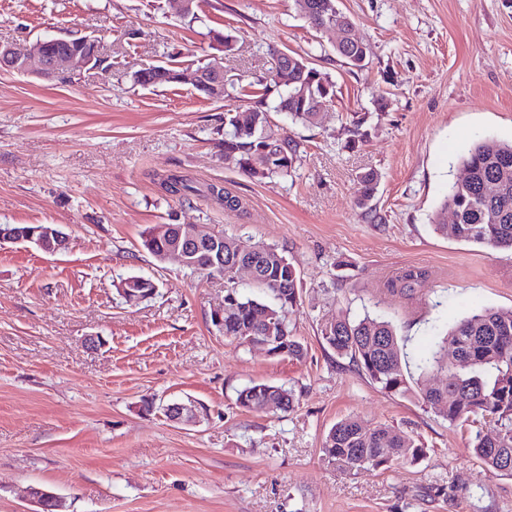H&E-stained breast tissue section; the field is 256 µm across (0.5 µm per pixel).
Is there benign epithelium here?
I'll return each instance as SVG.
<instances>
[{
    "label": "benign epithelium",
    "mask_w": 512,
    "mask_h": 512,
    "mask_svg": "<svg viewBox=\"0 0 512 512\" xmlns=\"http://www.w3.org/2000/svg\"><path fill=\"white\" fill-rule=\"evenodd\" d=\"M55 40L39 39L26 43H0V68L17 74L34 73L44 79H52L61 74L78 75L100 57V42L91 37H84L83 43L59 49L53 47ZM182 82L204 87L210 91L215 100L224 97V66L216 59L207 69H196L189 65L183 70ZM213 230L204 232L186 230L179 226L168 235L166 242L157 254L159 262L175 259L187 268L197 266L200 248L211 246L213 256L211 267H224V247L212 240ZM28 243L49 254L64 250L68 235L53 224H39L32 231L12 228L10 224L0 225V244ZM168 420L179 424H196L200 422V411L194 402H174L164 407ZM31 502L38 505V512H63V502L55 493L32 486L27 490Z\"/></svg>",
    "instance_id": "obj_1"
}]
</instances>
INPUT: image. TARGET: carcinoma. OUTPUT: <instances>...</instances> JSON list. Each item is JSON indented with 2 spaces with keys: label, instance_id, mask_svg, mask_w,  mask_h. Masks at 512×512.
<instances>
[{
  "label": "carcinoma",
  "instance_id": "obj_1",
  "mask_svg": "<svg viewBox=\"0 0 512 512\" xmlns=\"http://www.w3.org/2000/svg\"><path fill=\"white\" fill-rule=\"evenodd\" d=\"M300 10L317 30L338 27L351 34L353 50L367 53L366 44L353 34V23L336 0H298ZM134 82L153 87L176 83L175 75L140 68ZM334 85L318 70L298 67L281 78L274 74L264 92L248 102L249 117L243 121L230 116L224 122V138L218 142L224 160L234 162L247 176L257 179L286 178L296 171L300 160L299 144L283 138L272 129L271 113L280 112L293 123L312 126L318 120L315 108L333 101ZM466 176L448 189L441 208L452 212L448 225L440 217L433 219L442 234L477 243L490 252L512 250V143L493 138L477 140L461 160ZM376 175L361 177L357 204L365 208L371 200ZM494 185L495 191L485 192ZM172 196L186 198L199 192L192 181L170 174L161 182ZM210 195L224 207H240L239 197L220 187L207 186ZM171 232L165 225L151 227L143 239L144 248L154 253ZM224 242V336L245 346L255 336L269 342L279 356L299 359L303 345L292 334L289 311L297 306L298 277L295 269L276 247L255 243L246 251L239 240L218 232ZM249 264L253 282L270 301L264 302L238 288L233 279L235 264ZM426 280L420 268H409L388 287L413 291ZM323 341L337 354L349 357L382 390L400 396H413L429 406L451 425L482 420L489 432L476 433L473 453L493 470L512 476V309L484 308L459 321L448 338L456 353L435 351L420 359L419 378L406 371L405 355L397 333L386 321L369 316L340 318L321 328ZM443 377L440 387L426 383L429 373ZM239 406L254 412L275 409L288 411L295 395L290 389L266 382H252L238 392ZM324 460L349 471L380 468L394 461L416 463L426 457L422 445L403 431L385 424L367 426L347 418L336 423L323 443Z\"/></svg>",
  "mask_w": 512,
  "mask_h": 512
}]
</instances>
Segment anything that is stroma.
<instances>
[{
    "instance_id": "1",
    "label": "stroma",
    "mask_w": 512,
    "mask_h": 512,
    "mask_svg": "<svg viewBox=\"0 0 512 512\" xmlns=\"http://www.w3.org/2000/svg\"><path fill=\"white\" fill-rule=\"evenodd\" d=\"M337 5L367 46L364 67L338 57L335 33L312 28L296 0H198L192 17L177 0H0V41L94 35L102 56L70 82L0 69V224H54L69 237L55 255L0 245V512H29L31 486L65 512H512V476L473 455L475 427L382 390L320 333L342 316L385 320L415 361L461 319L512 308V250L432 224L475 140L512 142V0ZM281 51L311 54L336 95L313 126L273 115L301 161L292 177L259 181L221 158L217 130L270 83ZM216 56L239 80L221 100L133 82L144 64ZM369 171L371 216L355 204ZM170 173L223 184L241 210L203 192L167 195ZM156 224L277 247L301 280L289 320L303 357L225 338L212 321L223 278L157 262L142 246ZM413 267L426 273L420 287L389 289ZM131 275L152 278L156 295L127 304ZM254 381L293 389V408L239 407ZM173 401L207 415L170 422ZM346 418L394 426L428 456L336 468L321 448Z\"/></svg>"
}]
</instances>
